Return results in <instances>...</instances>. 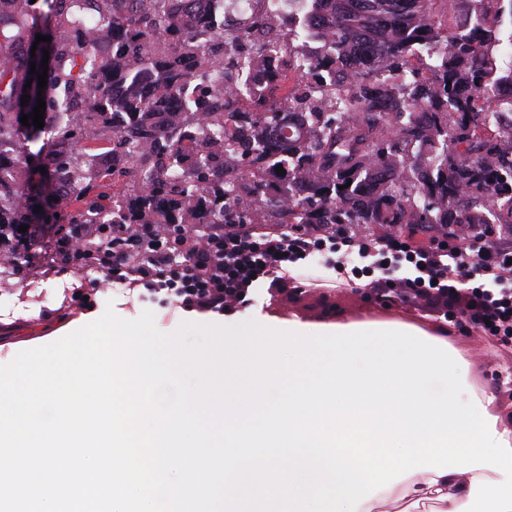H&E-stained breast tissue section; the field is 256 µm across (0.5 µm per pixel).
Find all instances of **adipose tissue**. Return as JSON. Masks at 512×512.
<instances>
[{"label": "adipose tissue", "instance_id": "obj_1", "mask_svg": "<svg viewBox=\"0 0 512 512\" xmlns=\"http://www.w3.org/2000/svg\"><path fill=\"white\" fill-rule=\"evenodd\" d=\"M469 476V483L460 484L456 481L455 473L450 472L441 476L433 472L421 471L401 481V498L406 501L412 512L425 500L456 508L468 502L472 479L497 481L501 478L500 473L486 468L470 471Z\"/></svg>", "mask_w": 512, "mask_h": 512}]
</instances>
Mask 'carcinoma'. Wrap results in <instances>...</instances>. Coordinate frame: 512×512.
Wrapping results in <instances>:
<instances>
[{
	"label": "carcinoma",
	"instance_id": "obj_1",
	"mask_svg": "<svg viewBox=\"0 0 512 512\" xmlns=\"http://www.w3.org/2000/svg\"><path fill=\"white\" fill-rule=\"evenodd\" d=\"M44 2L39 14L30 0H0V141L27 137L21 115L37 105H21L29 57L36 35L49 36L40 42L50 51L42 98L50 183L65 202L58 223L96 224L110 212L114 224H260L262 211L243 208L224 181V153L242 143L245 196L277 207L281 224H424L448 237L450 224H505L512 238V124L491 140L469 128L481 113L494 123L512 115V102L492 112L483 100L487 86L512 84V31L502 32L512 0H307L299 40L267 70L266 96L226 100L220 87L188 95L200 137L175 132L160 94L208 74L243 78L230 59L247 33L162 0H96L97 28L82 0ZM111 28L122 37L104 50ZM204 30L207 42L197 39ZM327 33L322 53L305 61L306 43ZM367 38L384 61L380 83L347 73ZM428 48L429 73L411 69L413 54ZM287 66L303 69L311 95H327L336 111L301 98L304 128L271 141ZM381 96L392 97L393 115L375 109ZM26 161L0 150V228L27 223Z\"/></svg>",
	"mask_w": 512,
	"mask_h": 512
}]
</instances>
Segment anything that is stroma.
Returning <instances> with one entry per match:
<instances>
[{
    "instance_id": "35a3bbf8",
    "label": "stroma",
    "mask_w": 512,
    "mask_h": 512,
    "mask_svg": "<svg viewBox=\"0 0 512 512\" xmlns=\"http://www.w3.org/2000/svg\"><path fill=\"white\" fill-rule=\"evenodd\" d=\"M57 230L49 228L41 235L29 237L26 247L17 252L0 251V266L6 275L0 276V292L13 294V303L0 309V365L9 363L23 350L54 342L79 325L98 319L105 309L124 319L138 318L144 310H151L154 322L161 332L170 334L186 321L216 322V315L203 316L188 313L172 306L161 307L158 302L139 300L137 292L122 286L109 287L101 283L99 267L67 275L59 274L62 259L58 253ZM95 288V307L77 309L72 299L74 289ZM468 295L435 298L421 301L405 294L401 303L393 307L389 321H398L414 330L445 337L449 350L456 353L464 364V382L469 391L479 392L481 399L490 403L489 409L501 420L512 423V387H496L494 377L512 366V346L495 347L488 337L473 334L463 336L454 332L441 335L445 316L469 303ZM255 319L275 330L287 329L289 322L300 321L316 327L352 323H381L371 301L351 288L306 293L298 297L280 296L270 301L265 290L252 296L246 309L230 316L236 324Z\"/></svg>"
}]
</instances>
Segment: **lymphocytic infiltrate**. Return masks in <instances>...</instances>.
Listing matches in <instances>:
<instances>
[{
	"label": "lymphocytic infiltrate",
	"mask_w": 512,
	"mask_h": 512,
	"mask_svg": "<svg viewBox=\"0 0 512 512\" xmlns=\"http://www.w3.org/2000/svg\"><path fill=\"white\" fill-rule=\"evenodd\" d=\"M58 234L65 270L81 266L79 243L84 235H92L99 241L100 266L113 283L166 291L188 312L231 315L248 306L262 285L272 295L328 283L325 277L303 274L299 267L326 247L311 224L288 232L254 224H211L195 234L177 224L164 237L150 224H113L85 234L63 227ZM340 236L357 248L366 265L352 267L344 258L326 261L324 267L335 272L337 286L351 285L364 271L373 274V287L385 293L405 285L425 297L466 285L478 298L479 309L471 317L454 318V326L468 334L481 331L512 340L511 247L492 244L483 233L464 243L447 238L426 244L400 235L366 242L347 230ZM134 237L146 240L151 259L126 260L124 246Z\"/></svg>",
	"instance_id": "obj_1"
}]
</instances>
